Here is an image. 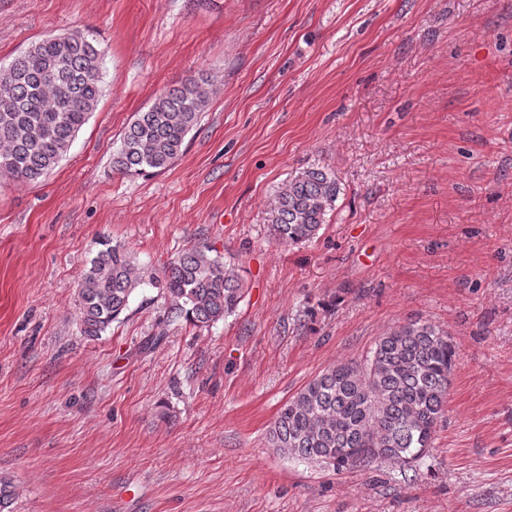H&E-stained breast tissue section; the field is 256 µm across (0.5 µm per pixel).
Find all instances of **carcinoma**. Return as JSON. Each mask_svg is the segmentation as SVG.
I'll list each match as a JSON object with an SVG mask.
<instances>
[{"label":"carcinoma","mask_w":512,"mask_h":512,"mask_svg":"<svg viewBox=\"0 0 512 512\" xmlns=\"http://www.w3.org/2000/svg\"><path fill=\"white\" fill-rule=\"evenodd\" d=\"M103 54L75 31L32 44L0 71V173L16 186L39 182L67 154L102 95ZM214 94L208 80L190 78L160 92L135 115L112 168L124 175L170 168L186 149ZM340 194L336 178L309 168L285 183L271 209V231L282 243L319 236ZM162 290L168 314L204 328L236 311L244 284L235 265L191 246L158 275L145 279L120 246L90 261L78 287L81 333L102 335L145 283ZM457 351L449 334L420 319L389 328L361 363L330 366L281 407L268 442L291 458L338 473L386 460L412 467L426 457L448 399ZM14 483L0 477V512H12Z\"/></svg>","instance_id":"cac0c4a2"}]
</instances>
